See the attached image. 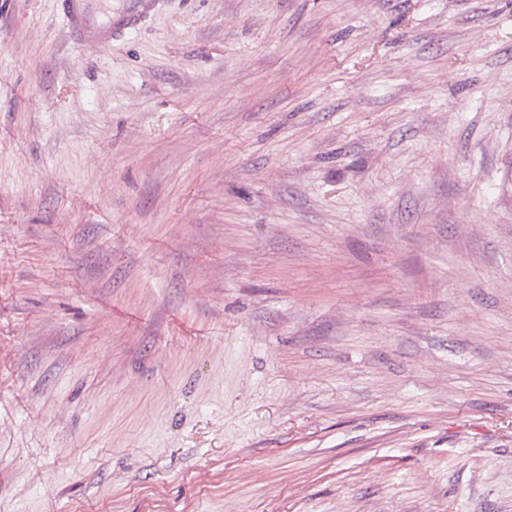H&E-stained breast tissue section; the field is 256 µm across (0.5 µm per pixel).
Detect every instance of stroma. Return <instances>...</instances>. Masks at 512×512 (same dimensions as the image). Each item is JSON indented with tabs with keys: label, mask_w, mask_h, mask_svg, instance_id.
I'll use <instances>...</instances> for the list:
<instances>
[{
	"label": "stroma",
	"mask_w": 512,
	"mask_h": 512,
	"mask_svg": "<svg viewBox=\"0 0 512 512\" xmlns=\"http://www.w3.org/2000/svg\"><path fill=\"white\" fill-rule=\"evenodd\" d=\"M0 512H512V0H0ZM105 0H57L66 32L76 43L109 50L112 40L137 27L154 8L155 0H123L112 15Z\"/></svg>",
	"instance_id": "35a3bbf8"
}]
</instances>
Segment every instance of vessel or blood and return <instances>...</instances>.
Returning a JSON list of instances; mask_svg holds the SVG:
<instances>
[{"instance_id": "vessel-or-blood-1", "label": "vessel or blood", "mask_w": 512, "mask_h": 512, "mask_svg": "<svg viewBox=\"0 0 512 512\" xmlns=\"http://www.w3.org/2000/svg\"><path fill=\"white\" fill-rule=\"evenodd\" d=\"M155 0H123L118 11L105 0H57L66 32L75 42L108 50L113 39L137 27L154 8Z\"/></svg>"}]
</instances>
